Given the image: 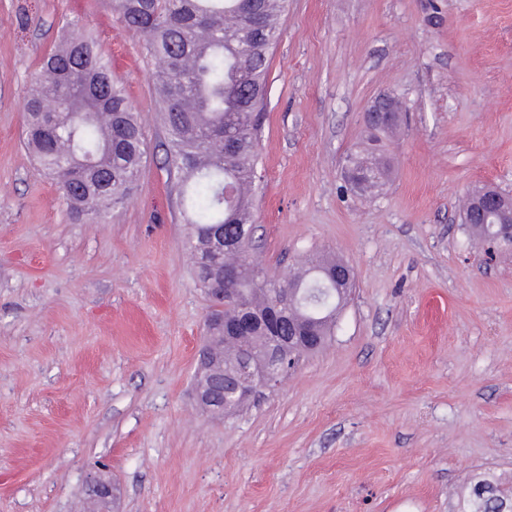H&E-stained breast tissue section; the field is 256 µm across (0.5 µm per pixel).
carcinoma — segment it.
<instances>
[{"instance_id":"1","label":"carcinoma","mask_w":512,"mask_h":512,"mask_svg":"<svg viewBox=\"0 0 512 512\" xmlns=\"http://www.w3.org/2000/svg\"><path fill=\"white\" fill-rule=\"evenodd\" d=\"M286 6L287 0H114L160 68L169 170L190 226L186 248L204 254L220 230L237 241L224 264L238 270L230 287L240 297L225 301L221 314L234 319L245 303L261 312L271 294L289 293L328 337L338 315L336 294L322 281L329 260L310 258L300 271L272 279L251 258L269 52L281 35ZM253 13L262 17V27L249 26ZM24 110L25 145L56 180L76 220L108 214L130 198L146 158L145 134L110 60L79 20L64 25L63 42L44 59ZM391 130L380 129L349 156L356 171L372 176L373 188L385 185L392 169L375 146ZM212 335V349L228 364L259 352L267 332L238 341L222 339L220 330ZM461 512H512V487L475 475Z\"/></svg>"}]
</instances>
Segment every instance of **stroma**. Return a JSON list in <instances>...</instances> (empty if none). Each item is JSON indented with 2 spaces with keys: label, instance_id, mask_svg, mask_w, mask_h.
Returning <instances> with one entry per match:
<instances>
[{
  "label": "stroma",
  "instance_id": "stroma-1",
  "mask_svg": "<svg viewBox=\"0 0 512 512\" xmlns=\"http://www.w3.org/2000/svg\"><path fill=\"white\" fill-rule=\"evenodd\" d=\"M110 59L147 142L131 200L74 220L23 143L66 20ZM258 144L255 258L314 254L356 290L326 346L239 411L193 393L210 304L164 162L154 60L112 0H0V512H457L512 482V251L487 261L457 199L512 192V0H288ZM394 171L350 191L380 96ZM403 121V113L399 102L391 97H382L378 99L372 106L370 112L366 114V122L369 128L375 132L379 130L380 135L386 134L388 131L396 127L384 126L388 124H401ZM382 128V129H381ZM86 490L90 497V499L87 500L90 507L89 509L92 512H104L102 510L106 509V505L103 503H112L113 496L115 495L112 481L100 474H90L87 479ZM96 508L98 511H94ZM490 502L495 507L492 510L487 508ZM461 509L460 512H512V487L491 476L475 475Z\"/></svg>",
  "mask_w": 512,
  "mask_h": 512
}]
</instances>
